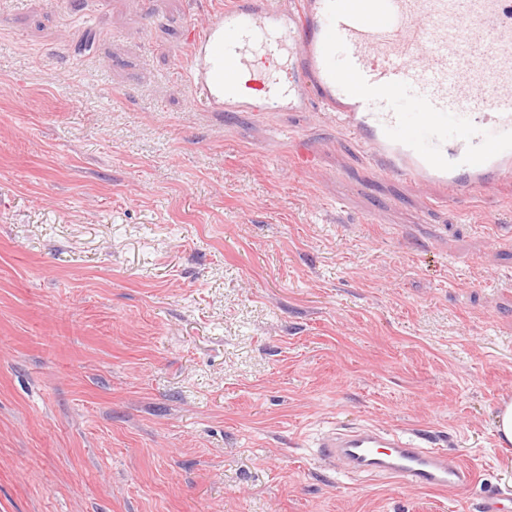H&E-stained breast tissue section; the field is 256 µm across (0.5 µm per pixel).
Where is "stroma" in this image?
<instances>
[{"mask_svg":"<svg viewBox=\"0 0 512 512\" xmlns=\"http://www.w3.org/2000/svg\"><path fill=\"white\" fill-rule=\"evenodd\" d=\"M82 2L0 0V512H482L512 490V183L451 201L319 108H197L188 31L230 0ZM365 424L472 481L326 465L321 436ZM496 431L501 442L512 444V400L500 404L496 414Z\"/></svg>","mask_w":512,"mask_h":512,"instance_id":"35a3bbf8","label":"stroma"}]
</instances>
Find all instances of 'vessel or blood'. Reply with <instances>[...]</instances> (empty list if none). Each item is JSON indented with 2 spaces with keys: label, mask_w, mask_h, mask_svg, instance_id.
I'll list each match as a JSON object with an SVG mask.
<instances>
[{
  "label": "vessel or blood",
  "mask_w": 512,
  "mask_h": 512,
  "mask_svg": "<svg viewBox=\"0 0 512 512\" xmlns=\"http://www.w3.org/2000/svg\"><path fill=\"white\" fill-rule=\"evenodd\" d=\"M184 75L213 112L335 113L379 170L449 198L512 180V0H234L191 29ZM249 76L254 94L240 88ZM322 456L416 489L472 471L425 437L331 431Z\"/></svg>",
  "instance_id": "vessel-or-blood-1"
}]
</instances>
